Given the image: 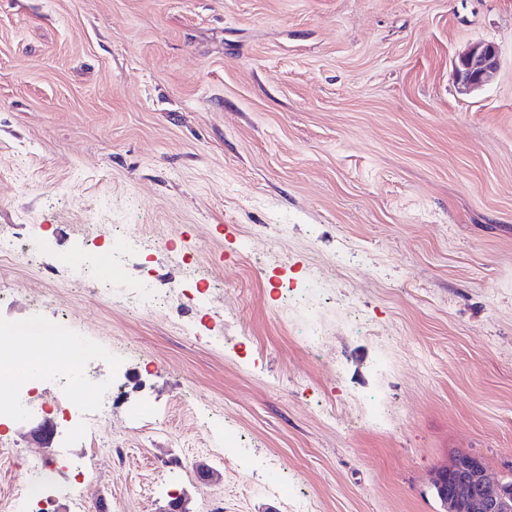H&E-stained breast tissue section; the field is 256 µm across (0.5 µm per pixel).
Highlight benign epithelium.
<instances>
[{
  "label": "benign epithelium",
  "mask_w": 512,
  "mask_h": 512,
  "mask_svg": "<svg viewBox=\"0 0 512 512\" xmlns=\"http://www.w3.org/2000/svg\"><path fill=\"white\" fill-rule=\"evenodd\" d=\"M498 69L494 45L479 43L458 57L454 75L460 92L468 94L489 83ZM448 490L444 512H512V484L492 475L474 456H456L434 481Z\"/></svg>",
  "instance_id": "7a95c632"
}]
</instances>
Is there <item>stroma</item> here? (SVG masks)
<instances>
[{
    "label": "stroma",
    "mask_w": 512,
    "mask_h": 512,
    "mask_svg": "<svg viewBox=\"0 0 512 512\" xmlns=\"http://www.w3.org/2000/svg\"><path fill=\"white\" fill-rule=\"evenodd\" d=\"M0 234V331L125 398L47 446L1 422L0 512L19 453L54 512H441L455 452L512 476V0H0ZM498 69V52L494 45L479 43L458 57L454 75L461 93L468 94L489 83Z\"/></svg>",
    "instance_id": "obj_1"
}]
</instances>
